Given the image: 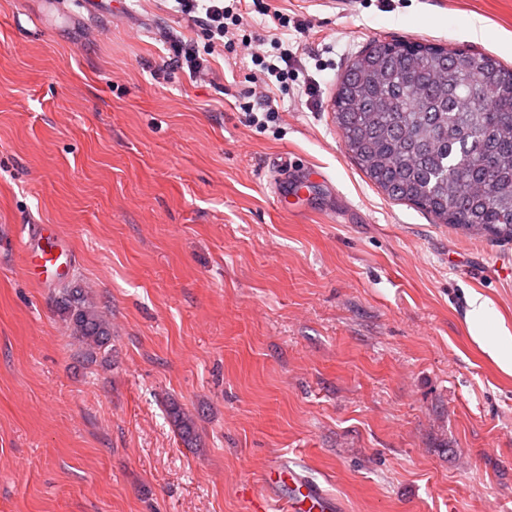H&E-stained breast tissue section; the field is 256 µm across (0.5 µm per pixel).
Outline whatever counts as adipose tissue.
<instances>
[{"mask_svg": "<svg viewBox=\"0 0 512 512\" xmlns=\"http://www.w3.org/2000/svg\"><path fill=\"white\" fill-rule=\"evenodd\" d=\"M464 320L472 340L504 374L512 375V331L495 315L490 301L480 293L466 297Z\"/></svg>", "mask_w": 512, "mask_h": 512, "instance_id": "obj_1", "label": "adipose tissue"}]
</instances>
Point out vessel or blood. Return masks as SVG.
I'll use <instances>...</instances> for the list:
<instances>
[{
	"label": "vessel or blood",
	"instance_id": "1",
	"mask_svg": "<svg viewBox=\"0 0 512 512\" xmlns=\"http://www.w3.org/2000/svg\"><path fill=\"white\" fill-rule=\"evenodd\" d=\"M20 249L25 273L43 287L67 278L74 267L68 239L58 225L34 226L21 239ZM259 481L264 492L250 499L249 512H270L274 502L281 512H338V502L296 468L269 464Z\"/></svg>",
	"mask_w": 512,
	"mask_h": 512
}]
</instances>
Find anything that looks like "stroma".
I'll use <instances>...</instances> for the list:
<instances>
[{"label":"stroma","mask_w":512,"mask_h":512,"mask_svg":"<svg viewBox=\"0 0 512 512\" xmlns=\"http://www.w3.org/2000/svg\"><path fill=\"white\" fill-rule=\"evenodd\" d=\"M273 4L298 77L263 130L239 107L246 52L207 83L168 66L163 32L202 37L168 0H0V512H247L277 461L341 512H512V376L464 321L473 290L512 330V242L389 199L333 107L378 41L512 67V0ZM281 161L328 181L285 210ZM34 224L60 225L66 284L112 326L95 363L66 284L23 271ZM169 414L182 442L188 447L196 446L198 435L192 415L175 404L170 407Z\"/></svg>","instance_id":"obj_1"}]
</instances>
